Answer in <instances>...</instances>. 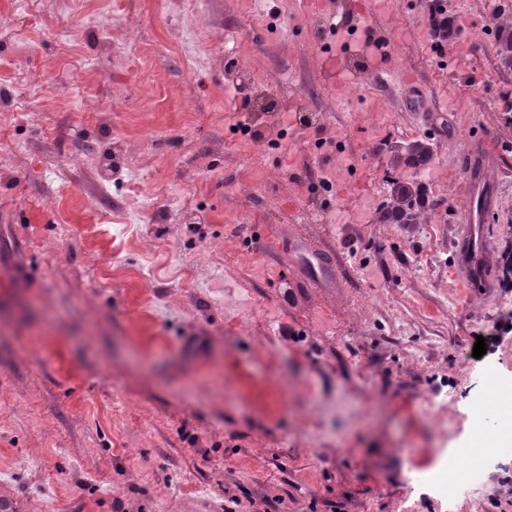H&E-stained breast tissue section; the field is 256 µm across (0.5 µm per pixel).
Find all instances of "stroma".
<instances>
[{"label": "stroma", "mask_w": 512, "mask_h": 512, "mask_svg": "<svg viewBox=\"0 0 512 512\" xmlns=\"http://www.w3.org/2000/svg\"><path fill=\"white\" fill-rule=\"evenodd\" d=\"M445 4L439 44L421 0L380 2L416 112L358 82L369 56L326 81L339 43L291 0H0V472L20 512H512V456L477 509L423 479L480 440L440 431L442 402L487 411L512 380V71L487 0ZM127 27L149 53L115 47ZM488 129L489 295L449 275L453 171ZM428 133L437 207L374 223L380 144ZM345 164L358 195L316 194Z\"/></svg>", "instance_id": "35a3bbf8"}]
</instances>
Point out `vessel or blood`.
<instances>
[{
    "label": "vessel or blood",
    "mask_w": 512,
    "mask_h": 512,
    "mask_svg": "<svg viewBox=\"0 0 512 512\" xmlns=\"http://www.w3.org/2000/svg\"><path fill=\"white\" fill-rule=\"evenodd\" d=\"M459 178L465 189V219L456 236L457 263L453 274L460 287H492L489 270L491 243L481 222L494 200L498 160L492 136L468 141L462 154Z\"/></svg>",
    "instance_id": "vessel-or-blood-1"
}]
</instances>
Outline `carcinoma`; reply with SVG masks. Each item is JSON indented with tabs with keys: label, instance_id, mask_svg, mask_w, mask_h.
<instances>
[{
	"label": "carcinoma",
	"instance_id": "1",
	"mask_svg": "<svg viewBox=\"0 0 512 512\" xmlns=\"http://www.w3.org/2000/svg\"><path fill=\"white\" fill-rule=\"evenodd\" d=\"M430 31L444 41L454 34L453 19L441 9V0H427ZM496 53L501 66L512 70V26L498 25ZM434 143L423 136L386 149L387 176L384 200L376 207V224H423L437 202L430 197L423 172L434 161Z\"/></svg>",
	"mask_w": 512,
	"mask_h": 512
}]
</instances>
